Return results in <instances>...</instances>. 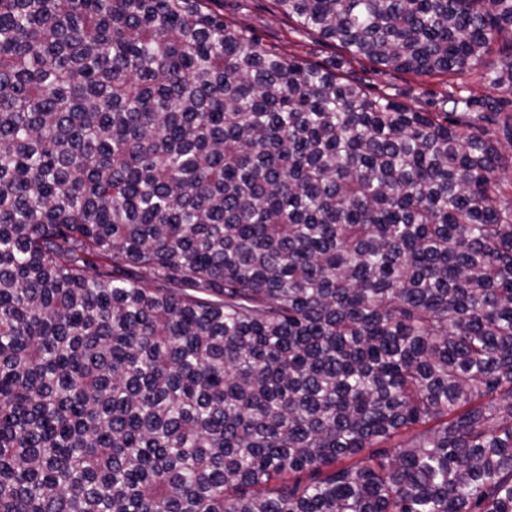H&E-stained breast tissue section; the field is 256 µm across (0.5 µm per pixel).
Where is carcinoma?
Listing matches in <instances>:
<instances>
[{
    "label": "carcinoma",
    "instance_id": "obj_1",
    "mask_svg": "<svg viewBox=\"0 0 512 512\" xmlns=\"http://www.w3.org/2000/svg\"><path fill=\"white\" fill-rule=\"evenodd\" d=\"M0 0V512H512V0ZM224 18L251 27L263 42L283 54L309 62L326 64L342 56L343 51L315 35L297 37L293 20L278 13L274 0H221ZM344 74L365 81L368 90L376 95L389 97L424 112H440L434 107L435 94H441L456 88H449L445 78L416 76L378 69L365 59H347Z\"/></svg>",
    "mask_w": 512,
    "mask_h": 512
}]
</instances>
